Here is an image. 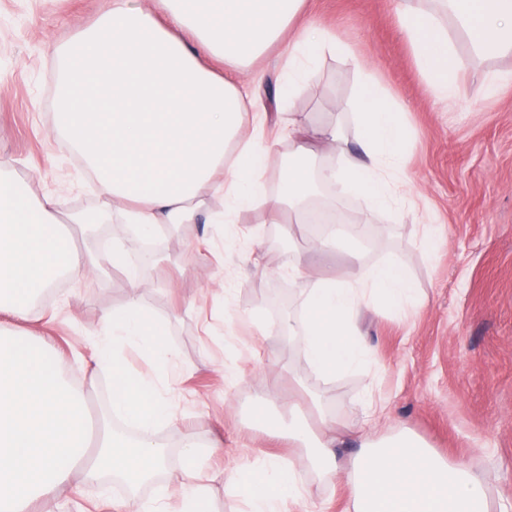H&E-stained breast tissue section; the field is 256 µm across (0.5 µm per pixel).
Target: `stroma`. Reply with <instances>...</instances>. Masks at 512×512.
I'll use <instances>...</instances> for the list:
<instances>
[{"label":"stroma","mask_w":512,"mask_h":512,"mask_svg":"<svg viewBox=\"0 0 512 512\" xmlns=\"http://www.w3.org/2000/svg\"><path fill=\"white\" fill-rule=\"evenodd\" d=\"M111 6L112 0H0V70L6 73L0 165L33 195L54 198L62 212H108L106 223L75 227L78 246L95 250L108 239H125L131 261L144 272L140 301L166 324L180 352L167 390L178 424L156 434L168 450L169 471L145 485L143 495L171 485L185 431L223 440V456L210 462L215 474L256 448L287 453V438L251 422L258 393L276 376L282 397L303 402L297 388L305 386L344 425L354 422L365 395H373L385 409L377 435L405 427L441 454L484 469L493 494L512 499V84L493 99L480 93L484 73L512 72V56L469 64L459 76L457 100L442 105L402 34L395 0H306V15L331 26L405 106L407 174L420 209L432 212L439 228L438 244L424 251L414 246L422 237L415 216L370 224L356 199L342 200L345 223L367 226L368 264L405 266L426 302L405 323L382 306L364 312L358 326L379 369L322 380L300 348L274 334L257 335L250 322L258 315L273 326L299 311L286 267L311 230L241 212L243 229H261L255 244L270 270L261 279L249 276L244 264L255 244L231 239L224 225L177 224L148 250L112 215L111 203L87 193L82 170L54 134L55 73L46 45L66 41ZM285 52V45L273 46L253 65L265 75L255 107L272 125L278 121L274 90L288 80ZM361 80L348 62L326 57L292 109L313 123L332 122L347 111ZM122 281L121 271L87 268L81 280L58 283L26 324L60 355V370L71 382L90 386L95 411L112 401V373L95 364L91 334L97 311L124 304ZM228 288L235 291L229 301Z\"/></svg>","instance_id":"obj_1"}]
</instances>
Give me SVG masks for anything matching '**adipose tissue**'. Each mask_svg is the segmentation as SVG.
I'll return each mask as SVG.
<instances>
[{
	"instance_id": "1",
	"label": "adipose tissue",
	"mask_w": 512,
	"mask_h": 512,
	"mask_svg": "<svg viewBox=\"0 0 512 512\" xmlns=\"http://www.w3.org/2000/svg\"><path fill=\"white\" fill-rule=\"evenodd\" d=\"M306 0H158L159 13L112 0V9L53 45L58 89L55 133L97 181L122 223L150 236L170 224L196 223L209 196L224 197L218 224H236L244 210H260L268 224L309 223L316 208L342 222L337 198L359 200L370 219L400 221L417 213L415 187L405 175L409 128L374 71L364 70L350 102L359 129L349 140L343 120L308 126L290 104L325 55L355 61L350 46L328 27L304 16ZM404 37L437 101L452 103L465 55L512 54V0H397ZM288 46V85L276 101L281 119L266 134V117L250 110L251 89L263 76L254 61L275 44ZM243 74L240 82L219 67ZM333 146L337 163L320 161L313 140ZM288 145L281 190L267 189L274 145ZM101 211L61 215L48 196L31 197L0 169V512H32L36 503L55 512H86L61 496L74 477L100 488L98 501L113 512H214L209 458L223 454L218 440L182 436V465L173 488L156 497L130 493L113 500L109 478L137 486L167 470L154 434L174 421L161 383L177 370L179 353L165 326L140 303L144 273L130 266L121 241L111 251H80L64 224H98ZM317 252L345 250L337 279L312 280L302 258L288 266L299 290L300 311L282 319L276 335L299 345L310 367L326 379L374 363L357 324L362 311L385 305L408 320L421 295L405 268L368 266L357 230L310 241ZM120 268L124 306L100 311L91 339L98 364L112 367L108 418L121 419L133 437L88 430L83 389L63 379L55 355L33 334L19 330L36 300L59 277H81L87 267ZM132 349L161 363L162 372L128 379L119 355ZM312 420L274 424L267 400L253 410L254 424L271 435L287 432L307 460L256 449L249 463L224 470L232 494L226 512H310L311 481L332 486L345 470L346 512H512V500L492 498L486 473L445 457L411 432L376 436L380 411L364 405L356 422L358 452L340 467L344 437L336 419L313 400Z\"/></svg>"
}]
</instances>
